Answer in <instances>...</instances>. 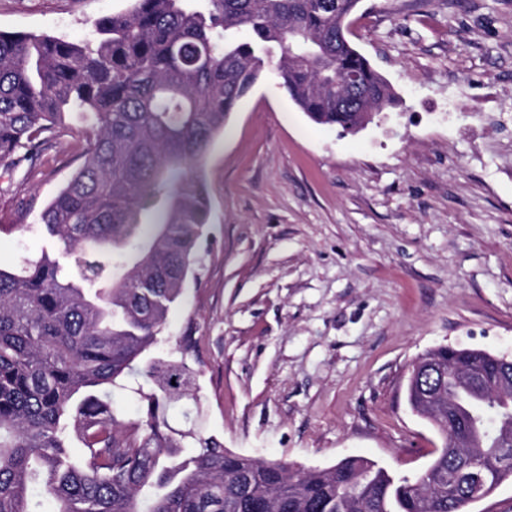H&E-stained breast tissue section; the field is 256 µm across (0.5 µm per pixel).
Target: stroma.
I'll return each mask as SVG.
<instances>
[{"label": "stroma", "mask_w": 512, "mask_h": 512, "mask_svg": "<svg viewBox=\"0 0 512 512\" xmlns=\"http://www.w3.org/2000/svg\"><path fill=\"white\" fill-rule=\"evenodd\" d=\"M128 4L0 0V30L79 42ZM350 30L395 104L318 124L266 66L207 153L209 242L165 346L192 332L201 430L226 448L412 474L441 438L407 402L411 362L512 358V0H360ZM91 125L0 161V267L51 248L39 216Z\"/></svg>", "instance_id": "1"}]
</instances>
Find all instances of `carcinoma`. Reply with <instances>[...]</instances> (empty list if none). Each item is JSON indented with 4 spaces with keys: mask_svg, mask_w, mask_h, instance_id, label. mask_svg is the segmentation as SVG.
Listing matches in <instances>:
<instances>
[{
    "mask_svg": "<svg viewBox=\"0 0 512 512\" xmlns=\"http://www.w3.org/2000/svg\"><path fill=\"white\" fill-rule=\"evenodd\" d=\"M187 2L132 0L81 42L0 31V160L39 151L72 112L97 120L41 217L65 262L0 267V512H38L37 487L53 512H466L471 462L490 493L512 478L503 367L481 349L434 350L440 372L412 365L408 401L443 438L413 477L362 458L260 462L169 423L183 400L201 415L195 343L156 347L199 266L206 154L262 57L279 50V84L316 123L352 128L395 102L348 38L359 0ZM134 375L147 388L130 420L112 391Z\"/></svg>",
    "mask_w": 512,
    "mask_h": 512,
    "instance_id": "1",
    "label": "carcinoma"
}]
</instances>
